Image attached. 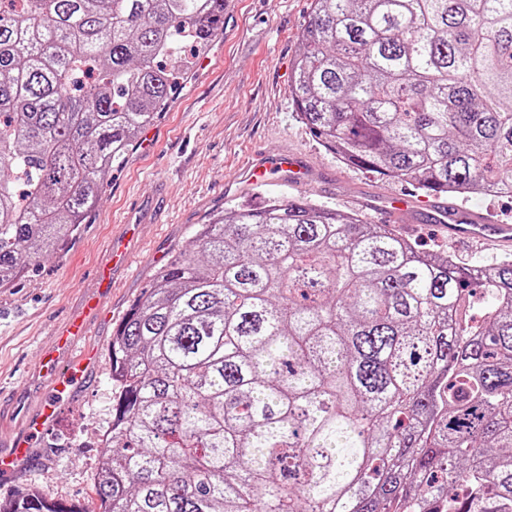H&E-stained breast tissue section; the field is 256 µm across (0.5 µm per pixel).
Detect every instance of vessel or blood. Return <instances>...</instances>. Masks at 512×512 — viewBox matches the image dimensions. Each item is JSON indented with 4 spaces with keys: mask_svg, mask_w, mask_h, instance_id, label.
Segmentation results:
<instances>
[{
    "mask_svg": "<svg viewBox=\"0 0 512 512\" xmlns=\"http://www.w3.org/2000/svg\"><path fill=\"white\" fill-rule=\"evenodd\" d=\"M305 173V167L295 157L284 153L248 160L243 169L245 178L253 184L266 182L275 176L295 182L301 180ZM162 205L163 196L158 193L137 200L128 208L118 232L113 233L107 242L92 292L59 331L64 347L73 348L81 337L91 334L95 320L105 308L107 293L111 291L118 275L128 268L141 225L156 221ZM446 229L449 237L454 239L489 240L501 246L512 244L511 224L487 222L481 213L474 211L452 216ZM90 364V357L84 355L66 359L55 355L45 362L44 368L47 374L53 376L57 392L64 395L70 393ZM59 413V402L48 400L27 415L24 435L13 439L8 450L0 449V474L10 475L25 465L30 450V436L43 432L49 423L57 419Z\"/></svg>",
    "mask_w": 512,
    "mask_h": 512,
    "instance_id": "obj_1",
    "label": "vessel or blood"
}]
</instances>
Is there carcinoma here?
Wrapping results in <instances>:
<instances>
[{"mask_svg": "<svg viewBox=\"0 0 512 512\" xmlns=\"http://www.w3.org/2000/svg\"><path fill=\"white\" fill-rule=\"evenodd\" d=\"M21 2L0 288L74 235L224 27L225 0ZM290 95L349 166L512 195V0H314ZM471 270L305 199L200 225L112 336L101 512H512V259Z\"/></svg>", "mask_w": 512, "mask_h": 512, "instance_id": "cac0c4a2", "label": "carcinoma"}]
</instances>
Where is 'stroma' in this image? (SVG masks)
<instances>
[{
	"instance_id": "obj_1",
	"label": "stroma",
	"mask_w": 512,
	"mask_h": 512,
	"mask_svg": "<svg viewBox=\"0 0 512 512\" xmlns=\"http://www.w3.org/2000/svg\"><path fill=\"white\" fill-rule=\"evenodd\" d=\"M313 0H235L224 30L207 55L209 68H192L180 82L150 133H138L124 161L113 168L101 199L65 247L30 266L11 287L0 288V440L19 429L17 405L34 410L52 387L34 367L58 347L57 328L88 292L114 224L133 200L166 186L164 213L145 225L132 267L108 295V313L82 347L96 350L99 364L63 404L59 419L35 443L31 464L0 479V499L17 488H37L73 499L98 512L94 475L101 448L94 431L108 426L114 390L112 334L134 301L152 283L159 259L189 248L196 225L241 205L261 206L271 195L301 197L373 224L383 223L380 205L400 194L417 196L411 211L397 216V234L426 251L447 252L461 265L506 257L493 242H460L440 230L437 200L415 184L386 180L345 165L314 137L297 112L289 88L300 37ZM286 151L309 171L301 187L274 183L253 188L243 181L249 157Z\"/></svg>"
}]
</instances>
